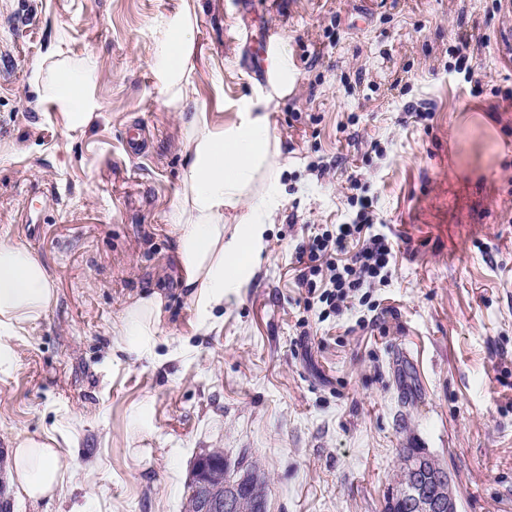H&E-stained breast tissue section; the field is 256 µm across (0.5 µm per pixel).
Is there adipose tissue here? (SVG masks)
Segmentation results:
<instances>
[{
  "label": "adipose tissue",
  "mask_w": 512,
  "mask_h": 512,
  "mask_svg": "<svg viewBox=\"0 0 512 512\" xmlns=\"http://www.w3.org/2000/svg\"><path fill=\"white\" fill-rule=\"evenodd\" d=\"M196 25L195 7L182 0L157 27L150 67L182 120L188 167L168 221L181 286L198 329L206 332L224 307L225 289L251 280L268 226L282 206L288 158L272 131L270 106L288 95L297 75L287 44L273 46L267 89L243 101L237 120L215 127L199 109L192 82ZM33 79L36 105H51L68 131H85L100 117L94 60L77 68L39 61ZM56 302L55 282L43 263L25 248L0 244V356L10 352L9 337L25 333ZM165 317L160 292L135 298L113 329L112 353L154 354ZM8 467L14 494L34 505L62 490L74 471L72 456L50 436L15 437Z\"/></svg>",
  "instance_id": "ef3b65f1"
}]
</instances>
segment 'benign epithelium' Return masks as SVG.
<instances>
[{"label":"benign epithelium","instance_id":"1","mask_svg":"<svg viewBox=\"0 0 512 512\" xmlns=\"http://www.w3.org/2000/svg\"><path fill=\"white\" fill-rule=\"evenodd\" d=\"M215 448L199 455L194 462V490L185 512H253L247 500L240 497L241 489L257 484L250 461L238 459L235 464L218 465Z\"/></svg>","mask_w":512,"mask_h":512}]
</instances>
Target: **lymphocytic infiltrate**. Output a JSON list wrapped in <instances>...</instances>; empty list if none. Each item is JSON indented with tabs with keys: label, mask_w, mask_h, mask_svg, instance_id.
I'll use <instances>...</instances> for the list:
<instances>
[{
	"label": "lymphocytic infiltrate",
	"mask_w": 512,
	"mask_h": 512,
	"mask_svg": "<svg viewBox=\"0 0 512 512\" xmlns=\"http://www.w3.org/2000/svg\"><path fill=\"white\" fill-rule=\"evenodd\" d=\"M347 201L355 209L352 221L311 236L300 251L306 260L301 283L321 304L323 319L365 302V289L388 285L395 268V242L378 229L371 200L354 194Z\"/></svg>",
	"instance_id": "obj_1"
}]
</instances>
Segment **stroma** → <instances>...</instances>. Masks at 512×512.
Returning <instances> with one entry per match:
<instances>
[{
    "label": "stroma",
    "instance_id": "1",
    "mask_svg": "<svg viewBox=\"0 0 512 512\" xmlns=\"http://www.w3.org/2000/svg\"><path fill=\"white\" fill-rule=\"evenodd\" d=\"M179 4L0 0V243L33 252L59 295L0 363V449L47 433L75 457L61 492L14 512H182L212 448L257 460L267 512H383L404 448L447 464L458 512H512V0H197L192 78L215 127L267 86L252 35L287 41L298 74L270 114L283 206L205 334L168 226L180 121L150 69ZM462 37L472 83L455 69ZM49 55L97 62L102 116L84 132L29 105ZM476 108L501 151L472 170L458 127ZM353 176L400 252L388 286L323 321L296 250L348 222ZM154 291L155 355L113 357L125 304Z\"/></svg>",
    "mask_w": 512,
    "mask_h": 512
}]
</instances>
